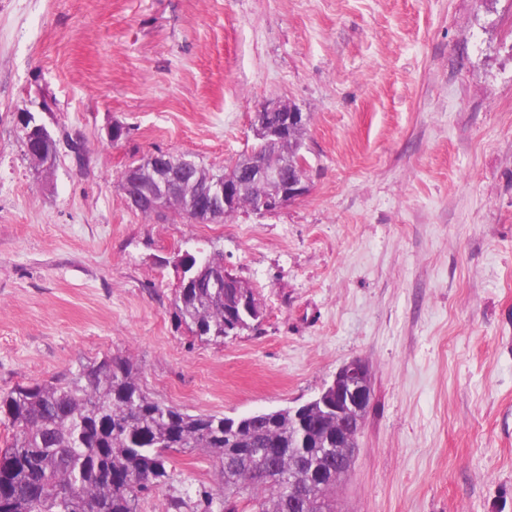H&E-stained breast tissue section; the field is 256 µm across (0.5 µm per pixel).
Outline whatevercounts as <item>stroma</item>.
<instances>
[{"instance_id": "35a3bbf8", "label": "stroma", "mask_w": 512, "mask_h": 512, "mask_svg": "<svg viewBox=\"0 0 512 512\" xmlns=\"http://www.w3.org/2000/svg\"><path fill=\"white\" fill-rule=\"evenodd\" d=\"M278 98L309 117L304 197L220 224L128 207L132 161L221 167ZM22 107L58 141L51 170ZM214 250L263 307L222 342L174 305L176 261ZM108 355L227 415L303 403L363 358L339 512H512V0H0V393ZM169 470L139 512H203L223 485L199 451Z\"/></svg>"}]
</instances>
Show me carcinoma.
Masks as SVG:
<instances>
[{"mask_svg": "<svg viewBox=\"0 0 512 512\" xmlns=\"http://www.w3.org/2000/svg\"><path fill=\"white\" fill-rule=\"evenodd\" d=\"M306 126L295 128L284 145L291 164L303 156ZM47 163L57 141L44 126L32 134ZM240 162L215 170L200 161L186 170L178 199L166 207L186 219L195 216L198 188L209 178L238 179ZM197 281L179 288L178 317L191 332L225 339L255 328L229 324L230 298L223 288L224 255L212 251L197 262ZM333 393L318 398L310 413L323 420L311 438L310 456L298 460L295 425L288 409L239 418L189 414L147 394L139 372L120 356L82 366L63 379L18 386L0 395V414L12 434L0 448V497L7 512H137L139 495L168 478L169 455L200 450L222 468L224 512H336V487L350 470L336 451ZM322 469L321 483L303 492L293 488L308 470Z\"/></svg>", "mask_w": 512, "mask_h": 512, "instance_id": "cac0c4a2", "label": "carcinoma"}]
</instances>
